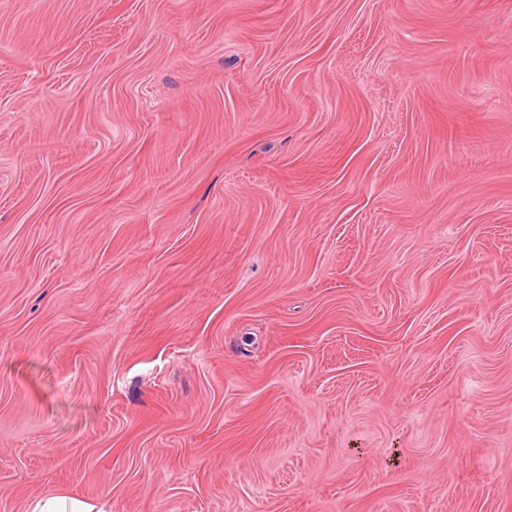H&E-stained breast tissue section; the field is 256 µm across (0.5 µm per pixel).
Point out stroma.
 I'll return each mask as SVG.
<instances>
[{
    "label": "stroma",
    "instance_id": "obj_1",
    "mask_svg": "<svg viewBox=\"0 0 512 512\" xmlns=\"http://www.w3.org/2000/svg\"><path fill=\"white\" fill-rule=\"evenodd\" d=\"M512 512V0H0V512ZM26 512H112V502H89L62 493L44 494L32 499Z\"/></svg>",
    "mask_w": 512,
    "mask_h": 512
}]
</instances>
